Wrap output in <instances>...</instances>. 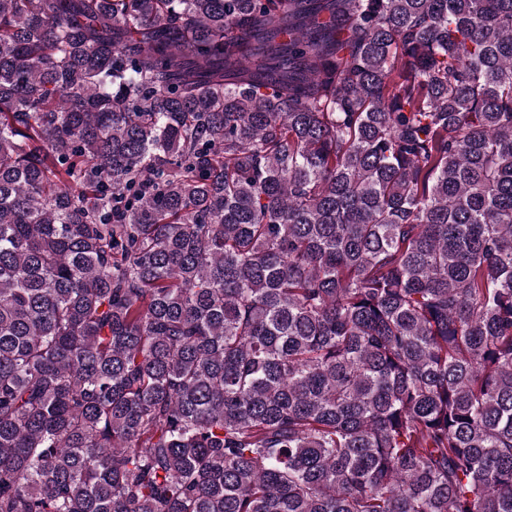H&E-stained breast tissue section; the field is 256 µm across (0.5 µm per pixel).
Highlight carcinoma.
I'll list each match as a JSON object with an SVG mask.
<instances>
[{
  "label": "carcinoma",
  "mask_w": 512,
  "mask_h": 512,
  "mask_svg": "<svg viewBox=\"0 0 512 512\" xmlns=\"http://www.w3.org/2000/svg\"><path fill=\"white\" fill-rule=\"evenodd\" d=\"M0 512H512V0H0Z\"/></svg>",
  "instance_id": "1"
}]
</instances>
